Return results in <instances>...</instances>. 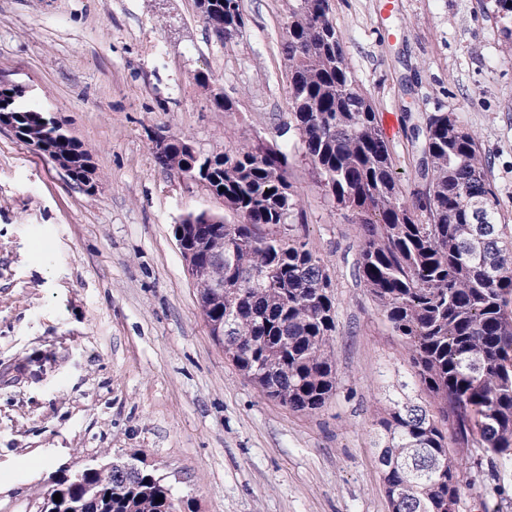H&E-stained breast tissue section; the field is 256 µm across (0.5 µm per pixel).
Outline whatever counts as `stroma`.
Segmentation results:
<instances>
[{"mask_svg": "<svg viewBox=\"0 0 512 512\" xmlns=\"http://www.w3.org/2000/svg\"><path fill=\"white\" fill-rule=\"evenodd\" d=\"M225 43L197 0H0V82L91 155L87 194L0 129V512H35L59 470L137 455L188 512H389L374 424L389 397L428 402L408 351L353 276L359 229L288 134L281 41L291 0H240ZM352 75L403 191L425 190L417 131L456 113L512 224V44L487 0H330ZM231 111L216 110L205 80ZM202 154L288 145L287 219L327 264L338 384L315 415L268 398L212 338L174 236L191 212L236 215L156 162L154 134ZM459 512L512 503V462L464 471Z\"/></svg>", "mask_w": 512, "mask_h": 512, "instance_id": "35a3bbf8", "label": "stroma"}]
</instances>
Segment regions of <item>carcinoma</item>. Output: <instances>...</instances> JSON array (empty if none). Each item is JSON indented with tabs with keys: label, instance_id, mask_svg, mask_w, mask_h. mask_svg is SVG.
I'll return each mask as SVG.
<instances>
[{
	"label": "carcinoma",
	"instance_id": "obj_1",
	"mask_svg": "<svg viewBox=\"0 0 512 512\" xmlns=\"http://www.w3.org/2000/svg\"><path fill=\"white\" fill-rule=\"evenodd\" d=\"M282 40L289 80L288 130L320 184L359 226L357 282L404 342L431 398L388 399L377 421L381 479L390 512H458L463 466L479 451L487 463L512 462V225L478 137L452 112L428 116L423 131V195H404L393 151L371 100L355 85L329 0H292ZM224 41L246 31L240 0H206ZM500 34L512 43V0H493ZM0 83V110L14 113L20 140L69 163L80 183L90 154L63 126L46 143L31 124L40 108ZM156 157L164 170L202 180L238 217L207 226L209 248L224 239V262L195 282L204 309L224 320V355L264 394L293 410L319 412L336 389L335 305L328 270L300 238L279 231L297 206L288 150L241 146L195 161L179 150ZM448 426L446 442L440 424ZM91 483L103 498L90 512H172L174 491L151 471L129 480L119 468ZM162 501H156V498Z\"/></svg>",
	"mask_w": 512,
	"mask_h": 512
}]
</instances>
